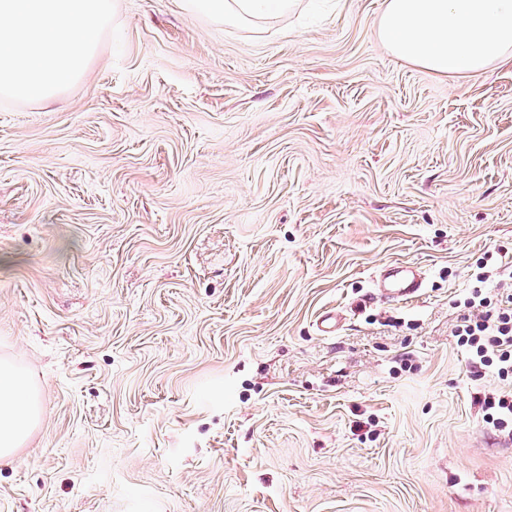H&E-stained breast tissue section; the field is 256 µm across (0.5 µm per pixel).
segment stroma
Here are the masks:
<instances>
[{
  "label": "stroma",
  "mask_w": 512,
  "mask_h": 512,
  "mask_svg": "<svg viewBox=\"0 0 512 512\" xmlns=\"http://www.w3.org/2000/svg\"><path fill=\"white\" fill-rule=\"evenodd\" d=\"M383 3L112 0L79 79L0 96V357L42 406L0 512H512L454 334L512 287V64L402 61ZM389 262L419 297L369 302ZM198 12L227 25L260 21L293 11L296 0H190Z\"/></svg>",
  "instance_id": "obj_1"
}]
</instances>
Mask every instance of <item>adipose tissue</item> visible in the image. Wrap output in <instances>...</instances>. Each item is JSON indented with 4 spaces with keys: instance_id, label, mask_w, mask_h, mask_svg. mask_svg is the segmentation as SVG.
<instances>
[{
    "instance_id": "adipose-tissue-1",
    "label": "adipose tissue",
    "mask_w": 512,
    "mask_h": 512,
    "mask_svg": "<svg viewBox=\"0 0 512 512\" xmlns=\"http://www.w3.org/2000/svg\"><path fill=\"white\" fill-rule=\"evenodd\" d=\"M227 25L293 11L296 0H190ZM110 0H0V93L46 100L81 76ZM379 35L398 58L470 76L512 60V0H385ZM40 415L31 381L0 360V459L14 455Z\"/></svg>"
}]
</instances>
